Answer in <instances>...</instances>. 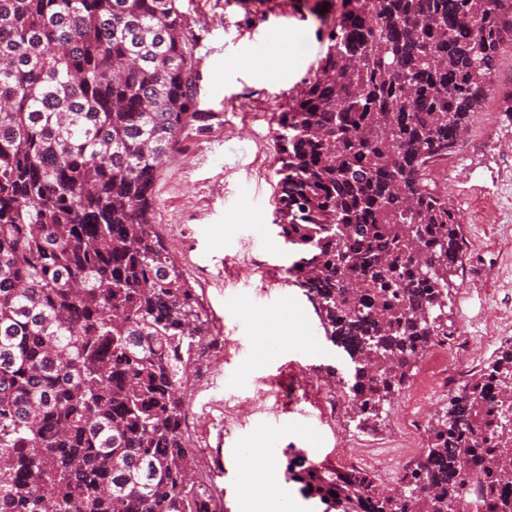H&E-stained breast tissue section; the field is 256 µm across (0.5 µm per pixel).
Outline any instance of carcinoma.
Returning <instances> with one entry per match:
<instances>
[{
	"label": "carcinoma",
	"instance_id": "obj_1",
	"mask_svg": "<svg viewBox=\"0 0 512 512\" xmlns=\"http://www.w3.org/2000/svg\"><path fill=\"white\" fill-rule=\"evenodd\" d=\"M341 7L278 116L275 224L363 421L447 334L462 218L429 172L487 99L512 0ZM193 40L176 0H0V512H216L184 437L208 333L154 224L160 169L201 118ZM509 408L512 342L395 484L303 455L285 477L325 512H462L475 494L512 512Z\"/></svg>",
	"mask_w": 512,
	"mask_h": 512
}]
</instances>
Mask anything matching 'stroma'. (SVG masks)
<instances>
[{
	"label": "stroma",
	"instance_id": "35a3bbf8",
	"mask_svg": "<svg viewBox=\"0 0 512 512\" xmlns=\"http://www.w3.org/2000/svg\"><path fill=\"white\" fill-rule=\"evenodd\" d=\"M178 0L194 35L193 63L204 119L184 135L163 164L154 213L165 247L196 289L202 314L221 349L207 378L188 385L186 440L197 448V478L224 512H242L245 450L257 435L284 472L283 449L336 464L348 435L391 448L407 412L434 419L451 395L420 387L435 362L426 351L403 390L385 402L378 420L362 426L347 409L327 420L322 388L342 365L302 289L287 279L294 248L278 235L275 196L280 166L276 117L313 77L326 49L323 31L338 19L341 0ZM255 30L271 32L259 58L239 52ZM494 92L435 172L438 191L463 218L461 266L452 275L441 320L461 331L488 361L512 339V48L503 50ZM285 316L300 342L260 347L273 315ZM306 408L316 429L295 425Z\"/></svg>",
	"mask_w": 512,
	"mask_h": 512
}]
</instances>
